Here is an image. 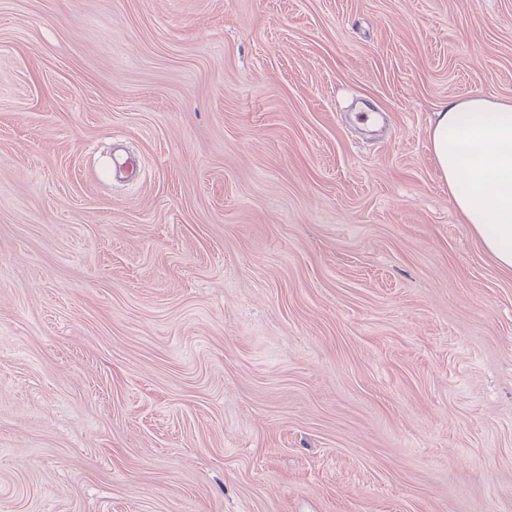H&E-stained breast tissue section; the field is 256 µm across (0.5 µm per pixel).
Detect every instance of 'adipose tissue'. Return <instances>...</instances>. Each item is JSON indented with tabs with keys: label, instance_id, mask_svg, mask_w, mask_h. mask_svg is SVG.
Masks as SVG:
<instances>
[{
	"label": "adipose tissue",
	"instance_id": "ef3b65f1",
	"mask_svg": "<svg viewBox=\"0 0 512 512\" xmlns=\"http://www.w3.org/2000/svg\"><path fill=\"white\" fill-rule=\"evenodd\" d=\"M429 137L462 223L512 272V100L476 94L447 102Z\"/></svg>",
	"mask_w": 512,
	"mask_h": 512
}]
</instances>
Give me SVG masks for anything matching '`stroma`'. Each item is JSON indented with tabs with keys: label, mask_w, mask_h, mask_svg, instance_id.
Segmentation results:
<instances>
[{
	"label": "stroma",
	"mask_w": 512,
	"mask_h": 512,
	"mask_svg": "<svg viewBox=\"0 0 512 512\" xmlns=\"http://www.w3.org/2000/svg\"><path fill=\"white\" fill-rule=\"evenodd\" d=\"M473 94L512 0H0V512H512ZM429 137L462 223L512 272V100L476 94L448 101Z\"/></svg>",
	"instance_id": "1"
}]
</instances>
